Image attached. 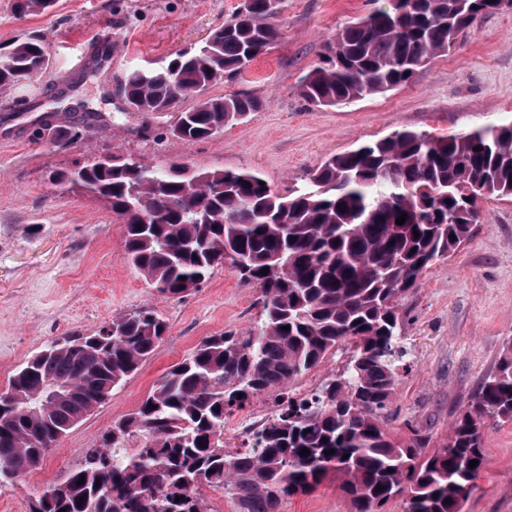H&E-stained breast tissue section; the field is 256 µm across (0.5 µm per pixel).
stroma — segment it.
Returning a JSON list of instances; mask_svg holds the SVG:
<instances>
[{
    "instance_id": "obj_1",
    "label": "stroma",
    "mask_w": 512,
    "mask_h": 512,
    "mask_svg": "<svg viewBox=\"0 0 512 512\" xmlns=\"http://www.w3.org/2000/svg\"><path fill=\"white\" fill-rule=\"evenodd\" d=\"M241 0H58L48 16L17 18L0 0V44L44 35L50 65L26 85L0 93L25 102L12 113L13 143L0 141V390L25 360L54 338L91 333L129 311H155L168 324L156 351L120 388L63 437L33 471L0 490V512H29L49 483L77 467L114 421L137 409L166 372L206 336L245 334L262 320L261 292L228 269L198 292L162 297L124 258V227L111 209L57 186L53 173L94 156L135 155L165 167L247 169L279 192L300 183L331 156L402 128L447 135L512 122V9L480 15L454 52L433 59L408 84L342 109H319L301 96L303 77L324 46L369 13L373 0H287L281 39L215 95L246 92L260 108L248 121L200 141L166 137L170 115L131 114L120 123L78 127L64 135L40 128L46 112L110 113L115 80L126 69L158 66L200 44ZM112 34V70L75 71L102 31ZM151 136H143L142 122ZM482 221L455 253L432 265L398 302L409 366L400 370L383 423L406 438L411 427L441 446L482 380L512 342V199L481 201ZM348 344L296 379L290 393L318 392L340 379ZM486 465L464 512H512V423L486 424ZM279 512H351L335 484L283 503Z\"/></svg>"
}]
</instances>
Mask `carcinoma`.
Here are the masks:
<instances>
[{
  "mask_svg": "<svg viewBox=\"0 0 512 512\" xmlns=\"http://www.w3.org/2000/svg\"><path fill=\"white\" fill-rule=\"evenodd\" d=\"M56 3L13 0V9L43 15ZM284 4L242 0L203 44L162 66L126 70L116 84L125 108L112 122L137 112L146 135L149 117L169 112L166 135L199 141L247 119L257 98L206 92L280 40ZM503 6L512 0H380L326 45L301 95L335 107L390 92L460 45L477 16ZM46 46L42 35L0 45V91L46 69ZM56 182H77L110 205L126 260L162 296L186 297L226 266L260 288L264 319L245 336L201 340L30 512H207L203 486L223 487L238 512H279L326 481L353 512H383L396 497L403 512H462L463 492L485 464V419L512 421V343L441 447L426 451L429 436L414 426L399 440L381 418L407 353L397 298L469 239L481 200L512 199V123L446 136L396 131L332 156L284 195L255 172L122 156L77 164ZM166 331L156 312L141 309L27 360L0 391V489L135 374ZM346 341L354 355L343 380L311 397L288 395ZM259 395L273 396L277 409L256 447L227 451L224 420ZM131 440L138 447L129 453Z\"/></svg>",
  "mask_w": 512,
  "mask_h": 512,
  "instance_id": "1",
  "label": "carcinoma"
}]
</instances>
